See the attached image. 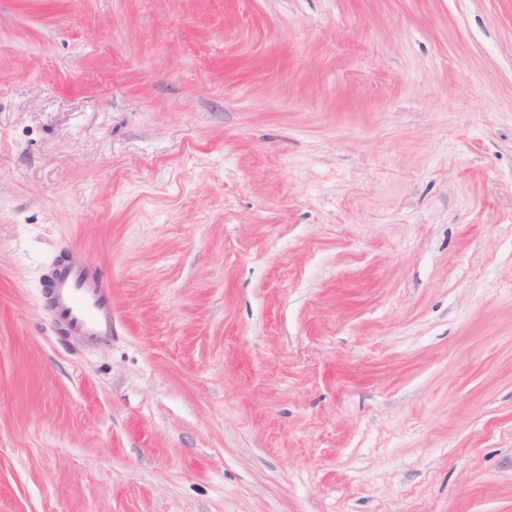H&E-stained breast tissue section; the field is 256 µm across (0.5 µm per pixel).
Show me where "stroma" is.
Instances as JSON below:
<instances>
[{"instance_id": "1", "label": "stroma", "mask_w": 512, "mask_h": 512, "mask_svg": "<svg viewBox=\"0 0 512 512\" xmlns=\"http://www.w3.org/2000/svg\"><path fill=\"white\" fill-rule=\"evenodd\" d=\"M0 512H512V0H0ZM49 288L52 308L69 328V336L91 346L112 338V278L80 259L53 265Z\"/></svg>"}]
</instances>
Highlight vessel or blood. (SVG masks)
Segmentation results:
<instances>
[{
	"label": "vessel or blood",
	"mask_w": 512,
	"mask_h": 512,
	"mask_svg": "<svg viewBox=\"0 0 512 512\" xmlns=\"http://www.w3.org/2000/svg\"><path fill=\"white\" fill-rule=\"evenodd\" d=\"M49 287L52 308L69 333L91 346L112 337V278L101 268L79 259L53 265Z\"/></svg>",
	"instance_id": "vessel-or-blood-1"
}]
</instances>
